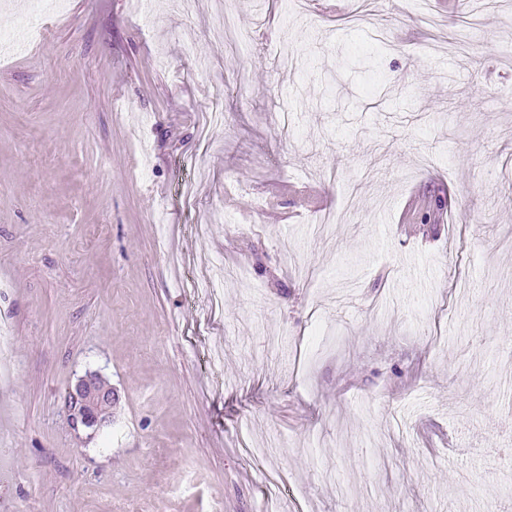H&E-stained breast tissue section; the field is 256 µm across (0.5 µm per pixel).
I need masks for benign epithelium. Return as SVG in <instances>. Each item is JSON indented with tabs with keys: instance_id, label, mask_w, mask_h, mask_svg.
I'll use <instances>...</instances> for the list:
<instances>
[{
	"instance_id": "benign-epithelium-1",
	"label": "benign epithelium",
	"mask_w": 512,
	"mask_h": 512,
	"mask_svg": "<svg viewBox=\"0 0 512 512\" xmlns=\"http://www.w3.org/2000/svg\"><path fill=\"white\" fill-rule=\"evenodd\" d=\"M118 399L117 392L100 373L87 372L68 392V417L72 427L90 435L97 433L110 422Z\"/></svg>"
}]
</instances>
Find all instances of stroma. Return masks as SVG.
Returning a JSON list of instances; mask_svg holds the SVG:
<instances>
[{"label":"stroma","instance_id":"obj_1","mask_svg":"<svg viewBox=\"0 0 512 512\" xmlns=\"http://www.w3.org/2000/svg\"><path fill=\"white\" fill-rule=\"evenodd\" d=\"M222 2L0 52V512H512V0ZM118 399L117 392L99 372H87L68 392V417L72 427L88 435L97 433L110 422Z\"/></svg>","mask_w":512,"mask_h":512}]
</instances>
